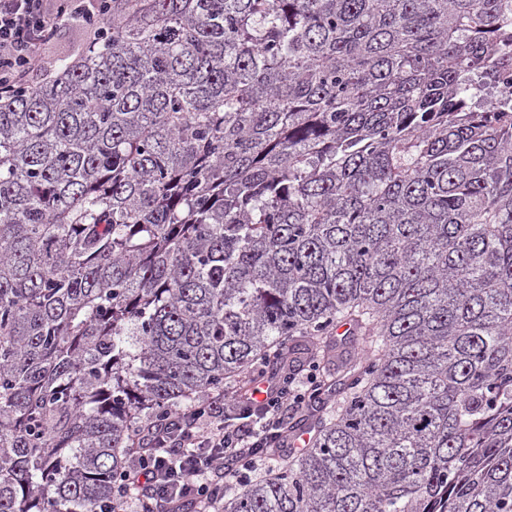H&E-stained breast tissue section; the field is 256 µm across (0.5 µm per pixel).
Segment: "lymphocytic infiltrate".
<instances>
[{"mask_svg":"<svg viewBox=\"0 0 512 512\" xmlns=\"http://www.w3.org/2000/svg\"><path fill=\"white\" fill-rule=\"evenodd\" d=\"M112 0H0V95L27 85L39 66L38 51L75 17L88 30L111 16ZM298 382H267L252 389L256 400L251 423L225 415L223 401L175 411L160 423L137 430L145 451L135 461L132 480L115 486L116 512H131L137 496L157 499L160 512H179L184 498L203 499L223 487L228 461L238 474L255 464V449L281 440L284 406L303 403Z\"/></svg>","mask_w":512,"mask_h":512,"instance_id":"f902f5d3","label":"lymphocytic infiltrate"}]
</instances>
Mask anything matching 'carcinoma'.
<instances>
[{"label":"carcinoma","instance_id":"cac0c4a2","mask_svg":"<svg viewBox=\"0 0 512 512\" xmlns=\"http://www.w3.org/2000/svg\"><path fill=\"white\" fill-rule=\"evenodd\" d=\"M103 25L0 96V512H109L142 420L303 362L307 445L195 512H512V0Z\"/></svg>","mask_w":512,"mask_h":512}]
</instances>
